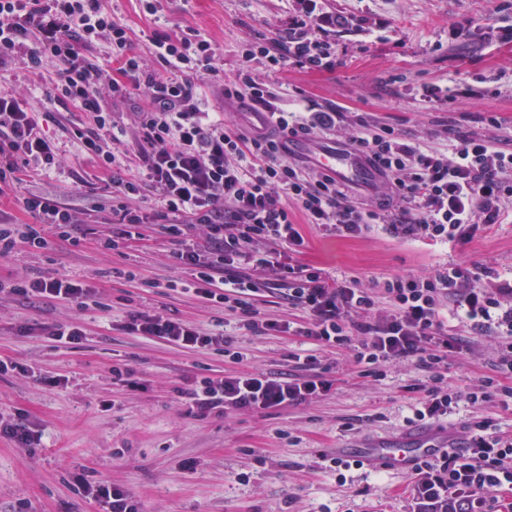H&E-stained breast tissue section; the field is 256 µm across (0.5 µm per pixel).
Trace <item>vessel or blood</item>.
Here are the masks:
<instances>
[{"mask_svg":"<svg viewBox=\"0 0 512 512\" xmlns=\"http://www.w3.org/2000/svg\"><path fill=\"white\" fill-rule=\"evenodd\" d=\"M319 165L322 170L344 182L375 183L379 180L378 173L362 155L335 146L322 151ZM449 449L459 454L465 453L466 445L458 434L419 431L408 439L385 445L357 446L348 449L347 455L368 466L408 472L417 459L435 457Z\"/></svg>","mask_w":512,"mask_h":512,"instance_id":"obj_1","label":"vessel or blood"}]
</instances>
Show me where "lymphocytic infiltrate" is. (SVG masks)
Wrapping results in <instances>:
<instances>
[{
    "instance_id": "f902f5d3",
    "label": "lymphocytic infiltrate",
    "mask_w": 512,
    "mask_h": 512,
    "mask_svg": "<svg viewBox=\"0 0 512 512\" xmlns=\"http://www.w3.org/2000/svg\"><path fill=\"white\" fill-rule=\"evenodd\" d=\"M105 2L0 0V69L18 64L38 77L44 61L53 60L46 98L64 111L80 113L70 135L78 154L97 158L103 175L100 193L84 210L53 195L31 191L21 197V208L32 221L0 224L1 255L20 245L46 249L36 230L40 224L56 225L60 238L71 239L87 210L110 226L100 241L107 250L140 238L143 225L155 224L178 243L174 257L189 271L195 295L237 313L240 329L254 336L294 331L288 321L261 317L255 304L259 286L254 272L275 274L287 288L289 304L308 316L297 331L310 341L311 350L292 355V368L278 375L256 371L201 378L182 392L200 413L229 407L278 409L326 395L334 382L320 354L347 347L356 335L362 338L355 358L364 366L363 376L379 380L388 367L406 362L423 372V382L414 386L420 397L413 420L446 421L463 400L473 405L512 402L511 286L475 287L470 269L452 263L428 277L385 279L376 298L357 280L329 279L321 268L290 264L285 253L304 246L305 222L345 238L360 237L381 224L396 236L466 243L477 229L512 217V152L464 132L456 133L447 149L431 151L406 141L392 126H378L345 141L381 178L377 206L357 207L335 177L288 159L289 137L333 134L340 113L300 101L282 107L250 67L261 56L273 69L333 70L332 34L346 24L345 16L318 11L317 0H298L284 52L255 43L243 52L234 77L225 80L211 43L191 28L153 31L147 54L134 52L130 29L112 17ZM100 39L111 45L105 62L90 52ZM204 78L221 80L225 101L249 102L252 123L232 129L223 118L205 112L197 85ZM128 99L138 102L133 128L140 151L134 158L121 147L125 128L114 112L117 103ZM42 118L41 110L12 91H0V195L59 166ZM149 191L157 194L160 208H143ZM296 209L303 222L295 221ZM197 226L203 230L202 244L184 245L187 229ZM9 291L79 306L95 294L61 275L16 282ZM451 296L472 329L495 338V376L479 379L463 396L444 383L449 355L465 346L461 338L442 332L440 307ZM380 298L389 305L382 314L374 311ZM123 328L187 351L243 358L223 330H205L178 318L135 311L127 314ZM492 427L491 420H472L467 455L445 453L417 463L410 484L413 512H512V437ZM81 488L101 512H141L123 486L85 482Z\"/></svg>"
}]
</instances>
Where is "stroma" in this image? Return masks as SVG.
I'll use <instances>...</instances> for the list:
<instances>
[{"label":"stroma","instance_id":"1","mask_svg":"<svg viewBox=\"0 0 512 512\" xmlns=\"http://www.w3.org/2000/svg\"><path fill=\"white\" fill-rule=\"evenodd\" d=\"M114 18L132 30L133 47L146 53L149 31L192 28L208 39L232 77L246 45L280 42L296 0H160L153 17L139 0H107ZM326 11L350 17L337 31L338 64L330 72L294 66L271 69L256 57L252 72L280 103L304 99L344 115L337 139L358 133L361 123L388 124L434 149L446 146V128L493 138L512 152V0H323ZM441 89L437 101L424 87ZM499 126H487V113ZM75 113L57 115L46 131L58 144L62 166L38 181L43 192L84 204L100 169L90 156L75 157L68 134ZM47 250L16 247L0 256V282L22 276L63 274L96 288L95 303L32 305L0 293V359L36 365L61 378L48 386L25 374H0V415L24 418L43 434L34 448L0 437V512H99L78 490L76 475L129 488L143 512H409L408 473L367 467L347 470L339 482L324 456L365 440H399L420 379L411 365L388 368L383 380L362 376L353 348L325 353L336 388L312 403L264 413L192 411L178 388L202 376L238 371L276 372L300 352V336H245L237 319L167 281L187 279L172 257L177 246L147 224L142 239L118 250L99 240L106 232L88 215L76 241L40 225ZM306 246L298 264L323 268L362 287L399 275L428 276L451 262L477 273V286L512 283V222L476 232L466 244L396 238L373 226L356 239L303 227ZM494 277L481 276L483 267ZM134 270L136 280L119 277ZM132 311L179 318L204 329L223 326L233 335L241 363L215 352H187L148 336L121 330ZM78 323L80 344L54 346L50 333ZM492 337L475 351L448 361L449 387L467 392L492 371ZM132 370L142 384L131 390L112 379L113 367Z\"/></svg>","mask_w":512,"mask_h":512}]
</instances>
